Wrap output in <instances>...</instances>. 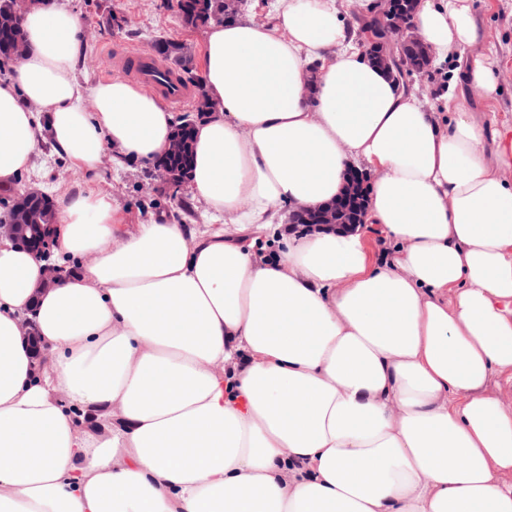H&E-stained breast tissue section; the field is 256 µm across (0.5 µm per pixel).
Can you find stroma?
<instances>
[{
    "mask_svg": "<svg viewBox=\"0 0 512 512\" xmlns=\"http://www.w3.org/2000/svg\"><path fill=\"white\" fill-rule=\"evenodd\" d=\"M81 17L87 49L80 63V70L89 79L118 77L115 57L126 52L149 49L156 39L167 38L183 42L192 52L195 61L203 59V29H188L181 25L167 0H68ZM479 26L480 42L490 50L497 61L499 91L494 98L483 99L467 94L465 103L473 112L496 114L499 121L512 123V0H468ZM128 15L132 26L122 32L108 30L105 18L108 12ZM147 164L129 162L123 167H113L104 162L96 186L112 195L128 229L148 222L163 214L188 229L210 228L226 230L236 235L243 244L254 246L263 253L276 252L281 226L288 221L290 204L272 207L273 225L262 234L252 230H237L225 224L223 216L213 215L206 206L193 199L189 190L171 192L160 182L148 179ZM79 173L67 162L59 160L51 148H44L35 159L32 170L18 182L19 189L35 188L50 197H57L61 188L78 181Z\"/></svg>",
    "mask_w": 512,
    "mask_h": 512,
    "instance_id": "1",
    "label": "stroma"
}]
</instances>
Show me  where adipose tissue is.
Here are the masks:
<instances>
[{
  "label": "adipose tissue",
  "instance_id": "obj_1",
  "mask_svg": "<svg viewBox=\"0 0 512 512\" xmlns=\"http://www.w3.org/2000/svg\"><path fill=\"white\" fill-rule=\"evenodd\" d=\"M413 21L454 80L496 95L466 0H419ZM22 25L0 193L43 145L65 158L82 180L59 195L56 253L82 265L47 289L0 239V512H512V126L454 103L440 120L369 63L340 0H279L273 22L205 33L192 196L255 226L335 198L359 159L378 174L363 229L283 232L274 262L163 217L121 234L98 172L154 161L173 116L81 75L63 0ZM32 303L40 375L19 328ZM77 409L107 426L79 430Z\"/></svg>",
  "mask_w": 512,
  "mask_h": 512
}]
</instances>
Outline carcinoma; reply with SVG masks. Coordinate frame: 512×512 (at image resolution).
Segmentation results:
<instances>
[{"mask_svg":"<svg viewBox=\"0 0 512 512\" xmlns=\"http://www.w3.org/2000/svg\"><path fill=\"white\" fill-rule=\"evenodd\" d=\"M171 8L184 27L201 28L212 23L224 22L223 0H175ZM22 36H24L22 27L11 16L5 3L0 0V67L4 65V61L8 60L14 42ZM152 48L173 65L168 73L175 76L181 84L189 83L195 88L194 114L180 117L174 126V134L183 137L185 141L183 154L165 160L157 159V162L165 163L173 172L188 175L193 160L194 125L210 111L211 104L202 76L196 70L194 58L182 43L172 39H158L153 43ZM399 58L405 66L404 75L406 76L411 75L414 70H422L427 65L420 47L416 44L403 46L399 52ZM50 203L51 200L45 194L38 197L23 195L14 201L18 213L28 215L30 224L39 223L41 210ZM366 203L367 191L360 185L357 196L340 215V223H357L359 217L365 213Z\"/></svg>","mask_w":512,"mask_h":512,"instance_id":"obj_1","label":"carcinoma"}]
</instances>
